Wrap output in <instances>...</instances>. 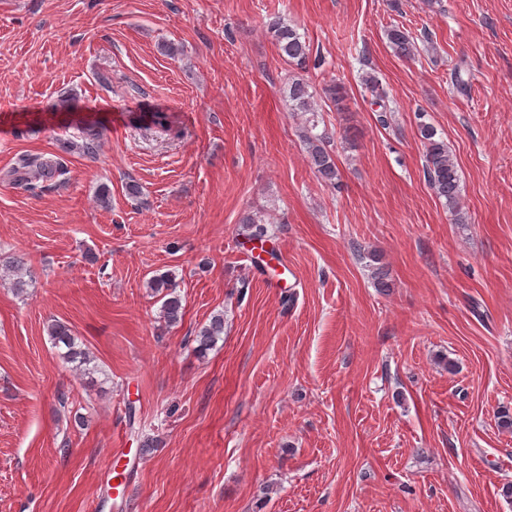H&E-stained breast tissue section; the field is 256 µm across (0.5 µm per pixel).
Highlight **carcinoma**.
Here are the masks:
<instances>
[{
  "instance_id": "cac0c4a2",
  "label": "carcinoma",
  "mask_w": 512,
  "mask_h": 512,
  "mask_svg": "<svg viewBox=\"0 0 512 512\" xmlns=\"http://www.w3.org/2000/svg\"><path fill=\"white\" fill-rule=\"evenodd\" d=\"M268 31L275 41L282 57L300 70H305L309 62H314V67L321 66V60L311 59V48L306 40L296 29L288 26L281 17L277 16L268 23ZM387 41L394 53L405 59H413L419 53L418 43L410 33L394 25L386 30ZM363 84L380 101L378 112L379 123L383 126L389 124L387 112L389 108L384 103L385 93L380 90V83L377 76L368 73L363 77ZM286 96L290 110L294 114L315 112V99L312 86L302 77H295L288 82ZM317 120L306 119L300 138L303 149L307 154L310 165L321 181L335 185L339 180V168L332 151L328 148L329 133L316 132ZM418 134L425 148L424 174L429 187L436 197L444 201L450 213L454 216L457 224L465 223L460 206V175L457 163L448 150V144L438 136L436 128L425 121L418 124ZM79 151L87 157H94L99 148V134L89 131L77 145ZM68 173L67 165L60 157H47L43 154H23L17 158L15 164L7 172L11 183L15 188L25 192L34 193L44 189V186L37 184V181L51 182L53 185H62L65 180L62 176ZM241 224L246 237L251 240H263L266 237L267 229L263 219L255 213L248 212L242 219ZM369 259L367 267L370 270V277L377 288L391 287L388 269L380 262L379 256L375 253L366 255ZM11 272L13 289L22 294L32 284L31 272L25 267L21 258H15L6 265ZM150 288L161 296V314L163 321L168 326L179 323L183 317L184 307L180 295L176 293V284L167 274L155 276L150 280ZM47 333L52 344L57 348H64L60 357L69 363H76L78 366H86L91 362L88 352L78 347L76 338L72 335L70 328L54 321L47 326ZM224 334V315L217 314L211 318L209 324L201 328L195 337L197 342L196 350L205 354L213 348Z\"/></svg>"
}]
</instances>
